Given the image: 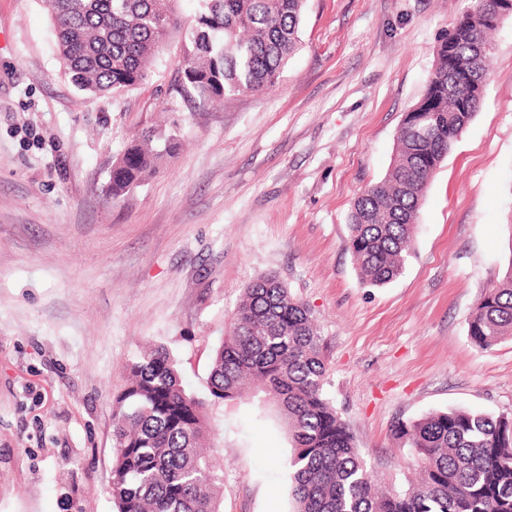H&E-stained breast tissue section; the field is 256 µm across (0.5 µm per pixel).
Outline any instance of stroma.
I'll return each instance as SVG.
<instances>
[{
    "mask_svg": "<svg viewBox=\"0 0 512 512\" xmlns=\"http://www.w3.org/2000/svg\"><path fill=\"white\" fill-rule=\"evenodd\" d=\"M470 0H307L278 84L182 100L173 40L141 85L102 97L64 75L40 0H0V512H116L112 407L165 347L206 398L224 512H293L286 426L265 398H209L246 286L272 273L312 309L326 394L368 469L416 474L395 422L463 407L512 415V337L468 336L512 262V14L484 96L430 181L403 273L361 282L359 194L386 174L434 50ZM182 147L115 202L113 160L153 123Z\"/></svg>",
    "mask_w": 512,
    "mask_h": 512,
    "instance_id": "stroma-1",
    "label": "stroma"
}]
</instances>
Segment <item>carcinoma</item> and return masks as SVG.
<instances>
[{
	"label": "carcinoma",
	"instance_id": "carcinoma-1",
	"mask_svg": "<svg viewBox=\"0 0 512 512\" xmlns=\"http://www.w3.org/2000/svg\"><path fill=\"white\" fill-rule=\"evenodd\" d=\"M64 73L81 92L105 96L145 82L175 36L184 48L177 93L203 104L274 87L299 48L307 0H200L183 29L177 0H42ZM502 0H472L435 48L422 98L406 112L385 177L349 215L360 280L386 285L403 272L425 190L479 107L489 37ZM177 137L148 127L112 163L120 200L158 173ZM468 336L482 349L512 336V263L482 294ZM327 363L311 308L274 274L252 281L214 352L209 394L244 399L262 386L277 404L293 452L296 512H512V415L456 408L399 422L393 436L413 449L418 478L404 490L368 472L345 421L324 394ZM112 499L117 512H223L214 465L201 446L206 402L188 391L175 361L152 347L129 365L112 412Z\"/></svg>",
	"mask_w": 512,
	"mask_h": 512
}]
</instances>
